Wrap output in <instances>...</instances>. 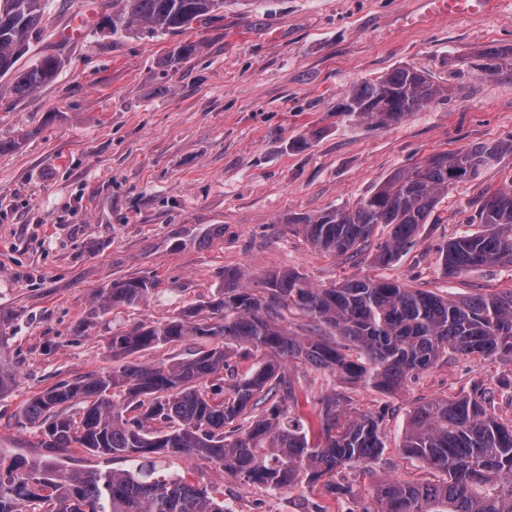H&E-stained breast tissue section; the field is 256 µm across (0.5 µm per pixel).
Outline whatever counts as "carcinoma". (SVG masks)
<instances>
[{
    "label": "carcinoma",
    "instance_id": "obj_1",
    "mask_svg": "<svg viewBox=\"0 0 512 512\" xmlns=\"http://www.w3.org/2000/svg\"><path fill=\"white\" fill-rule=\"evenodd\" d=\"M47 0H0V77L10 91L30 96L53 82L63 60L44 55L16 66L31 34L44 20ZM224 7V0H112L98 25L127 32L136 24L157 35L175 33ZM199 50L177 44L169 62L179 65ZM480 70L512 76V49L489 48ZM443 94L427 75L397 67L348 92L336 111L375 126L401 122ZM503 147L483 145L438 153L394 173L351 209L290 215L293 226L318 252L353 258L374 227L391 228L376 261L393 262L416 244L438 197L454 183L477 176ZM479 230L464 232L439 249L448 277L497 265L512 266V185L493 192L477 212ZM226 268L213 299L166 321L139 323L112 335V356L161 348L189 337L215 344L189 357L131 363L59 382L33 396L21 418L38 428L39 447L54 454L82 448L94 456L133 462L130 469L77 472L52 458L30 460L0 449V512H231L182 475L161 473L170 456L203 459L264 489H289L356 465L383 451L379 419L346 414L341 394L321 398L319 427L310 431L293 411L296 388L287 363L329 370L340 379L387 392L453 351L478 358H512V289L459 300L368 276L315 287L296 271L274 270L261 287ZM153 284L129 278L98 289L103 309L137 305ZM295 310L325 324L330 337L307 336L280 323ZM262 358L241 377L224 379L229 345ZM16 383L8 339L0 336V397ZM276 398L262 413L259 403ZM490 392L480 382L457 400L417 406L402 451L445 475L411 483L389 478L376 484L372 508L361 512H512V419L488 412Z\"/></svg>",
    "mask_w": 512,
    "mask_h": 512
}]
</instances>
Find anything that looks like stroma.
<instances>
[{
  "instance_id": "35a3bbf8",
  "label": "stroma",
  "mask_w": 512,
  "mask_h": 512,
  "mask_svg": "<svg viewBox=\"0 0 512 512\" xmlns=\"http://www.w3.org/2000/svg\"><path fill=\"white\" fill-rule=\"evenodd\" d=\"M102 2L49 0L19 62L60 56L54 82L18 97L0 78V331L17 371L0 398L1 450L41 457L23 403L113 367L114 332L210 300L227 267L245 270L253 288L268 271L294 269L319 287L376 276L456 298L512 289V267L448 278L436 253L477 230L480 204L512 183V78L480 70L483 51L512 48V0L462 16L426 14L422 0H229L209 20L159 36L99 29ZM83 19L84 33L67 38ZM183 41L199 51L171 66ZM398 66L431 76L444 97L385 127L336 114L347 92ZM299 138L306 147L293 149ZM484 144L502 145L497 161L442 193L417 245L389 266L374 261L385 226L347 261L315 252L284 222L353 208L398 170ZM133 277L153 282L145 301L99 308L97 289ZM288 372L308 419L334 390L381 416L380 459L336 476L353 495L304 483L270 493L187 456L165 459V470L223 493L232 512H360L378 479H436L399 448L416 406L463 396L478 380L492 413L512 417L499 386L512 379L510 359L450 352L394 393L308 364Z\"/></svg>"
}]
</instances>
